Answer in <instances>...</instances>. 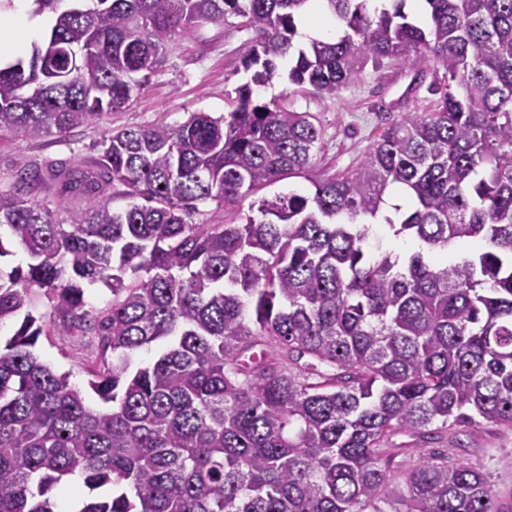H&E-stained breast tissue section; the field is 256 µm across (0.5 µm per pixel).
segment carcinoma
Instances as JSON below:
<instances>
[{
  "label": "carcinoma",
  "instance_id": "1",
  "mask_svg": "<svg viewBox=\"0 0 512 512\" xmlns=\"http://www.w3.org/2000/svg\"><path fill=\"white\" fill-rule=\"evenodd\" d=\"M34 2L55 24L0 67V134L100 124L208 23L253 32L252 75L225 116L105 128L94 166L24 165L0 187L23 253L0 272V512H56L75 476L78 512H380L408 451L395 436L423 445L477 417L512 429V0H421L423 26L406 0ZM317 2L343 34L297 47ZM384 59L433 65L429 107L390 121L353 171L261 199L259 219L201 218L200 203L227 215L315 167L312 115L259 97L278 62L330 98ZM49 182L85 206L32 196ZM395 186L409 204L388 215ZM377 226L415 250H369ZM92 287L112 295L94 311ZM35 288L50 312L33 313ZM43 336L88 352L104 408L36 356ZM417 451L400 512H505L482 472ZM416 461L417 456L414 454L399 456L392 461L387 472L390 488L397 492L404 489L403 474Z\"/></svg>",
  "mask_w": 512,
  "mask_h": 512
}]
</instances>
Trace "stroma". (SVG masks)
Returning <instances> with one entry per match:
<instances>
[{
  "label": "stroma",
  "instance_id": "obj_1",
  "mask_svg": "<svg viewBox=\"0 0 512 512\" xmlns=\"http://www.w3.org/2000/svg\"><path fill=\"white\" fill-rule=\"evenodd\" d=\"M251 31L236 20L209 23L191 37L169 42L157 67L140 73L141 86L126 109L106 116L101 125L79 127L57 136L29 141L0 135V184H8L18 166L42 168L90 164L97 154L102 127L176 125L191 113L220 116L232 109L235 89L247 79L240 66L241 49ZM288 67L263 88V99H277L300 112L312 113L322 128L316 149L317 174L331 176L355 169L389 123L391 114L426 108L425 89L410 91L413 71L384 61L366 65L336 97L323 99L288 82ZM36 352L71 384L86 387L88 376L80 351L60 337H41ZM427 450L464 462L485 474L499 502L512 506V430L488 423L458 427L456 434L436 436Z\"/></svg>",
  "mask_w": 512,
  "mask_h": 512
}]
</instances>
